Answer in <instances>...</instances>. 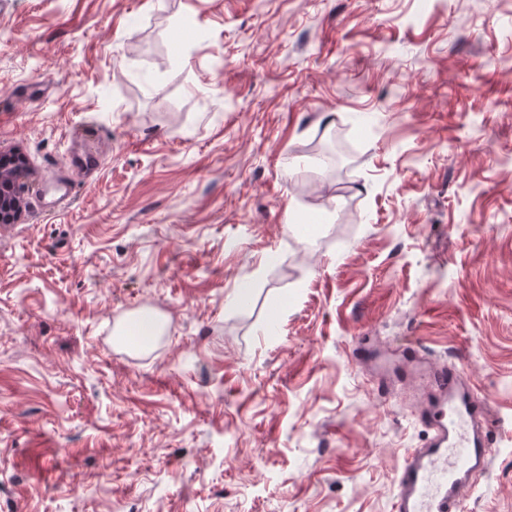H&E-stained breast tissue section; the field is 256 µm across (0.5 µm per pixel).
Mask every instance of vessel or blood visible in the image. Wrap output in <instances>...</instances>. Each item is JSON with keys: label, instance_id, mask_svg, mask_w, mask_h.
I'll use <instances>...</instances> for the list:
<instances>
[{"label": "vessel or blood", "instance_id": "vessel-or-blood-1", "mask_svg": "<svg viewBox=\"0 0 512 512\" xmlns=\"http://www.w3.org/2000/svg\"><path fill=\"white\" fill-rule=\"evenodd\" d=\"M402 374L381 370L379 386L414 383L419 418L430 430L425 447L413 449L399 473L392 512H461L460 488L471 472L486 466L490 441L478 432L483 410L455 364H428L414 344L400 350Z\"/></svg>", "mask_w": 512, "mask_h": 512}]
</instances>
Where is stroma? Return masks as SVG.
I'll return each mask as SVG.
<instances>
[{
    "mask_svg": "<svg viewBox=\"0 0 512 512\" xmlns=\"http://www.w3.org/2000/svg\"><path fill=\"white\" fill-rule=\"evenodd\" d=\"M0 152V512H391L364 336L463 370L512 512V0H0ZM21 170L20 161L16 158L14 165L3 168L0 165V224H13L18 218L21 208V194L18 174ZM140 342L148 346L159 333L158 318L151 313H144L136 317L132 321V327Z\"/></svg>",
    "mask_w": 512,
    "mask_h": 512,
    "instance_id": "35a3bbf8",
    "label": "stroma"
}]
</instances>
